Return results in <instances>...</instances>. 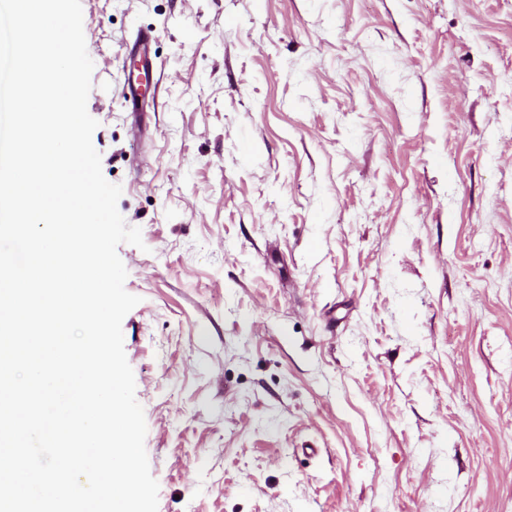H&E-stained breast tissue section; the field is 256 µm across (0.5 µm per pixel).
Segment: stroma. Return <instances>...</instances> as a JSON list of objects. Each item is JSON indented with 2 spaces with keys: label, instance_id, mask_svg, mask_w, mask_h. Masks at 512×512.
<instances>
[{
  "label": "stroma",
  "instance_id": "obj_1",
  "mask_svg": "<svg viewBox=\"0 0 512 512\" xmlns=\"http://www.w3.org/2000/svg\"><path fill=\"white\" fill-rule=\"evenodd\" d=\"M81 4L158 512H512V0ZM150 40V35L138 36L129 52L130 65L127 72V90L132 100H141V97L144 96L142 89L147 87L148 74L145 62L148 60L146 48Z\"/></svg>",
  "mask_w": 512,
  "mask_h": 512
}]
</instances>
